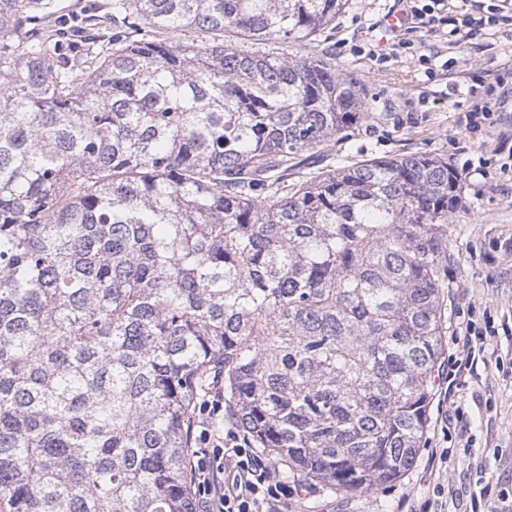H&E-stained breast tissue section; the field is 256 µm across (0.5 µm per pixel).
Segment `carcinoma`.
Segmentation results:
<instances>
[{"instance_id": "cac0c4a2", "label": "carcinoma", "mask_w": 512, "mask_h": 512, "mask_svg": "<svg viewBox=\"0 0 512 512\" xmlns=\"http://www.w3.org/2000/svg\"><path fill=\"white\" fill-rule=\"evenodd\" d=\"M348 0H114L75 54L0 0V505L193 512L197 400L340 493L419 456L462 175L424 154L290 178L361 124L307 41ZM213 42L175 43L186 29ZM233 36L242 45H226Z\"/></svg>"}]
</instances>
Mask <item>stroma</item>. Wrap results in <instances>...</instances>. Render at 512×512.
<instances>
[{"label": "stroma", "mask_w": 512, "mask_h": 512, "mask_svg": "<svg viewBox=\"0 0 512 512\" xmlns=\"http://www.w3.org/2000/svg\"><path fill=\"white\" fill-rule=\"evenodd\" d=\"M400 0H349L335 25L317 38L267 44L297 55L331 59L352 78L368 106L366 122L321 148L304 153L301 171L340 167L375 157L410 153L448 160L463 176V205L448 220L452 259L443 288L445 361L435 386V402L424 446L414 468L399 481L372 493L321 491L289 500L288 512H503L502 495L512 492V337L497 335L492 346L501 367L478 369L462 378L453 402H445V372L455 354L460 322L465 318L512 328V178L500 166L507 154L496 153L499 134L512 135V5L496 24L457 40L452 24L420 32L438 66L435 77L414 50L390 55L396 37L383 21ZM501 98L495 125L468 126L472 102ZM459 411L460 421L441 427L444 412ZM448 452L446 463L431 466L432 449ZM494 484H480L482 469Z\"/></svg>", "instance_id": "1"}]
</instances>
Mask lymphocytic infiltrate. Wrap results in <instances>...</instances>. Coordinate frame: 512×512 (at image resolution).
<instances>
[{
  "label": "lymphocytic infiltrate",
  "mask_w": 512,
  "mask_h": 512,
  "mask_svg": "<svg viewBox=\"0 0 512 512\" xmlns=\"http://www.w3.org/2000/svg\"><path fill=\"white\" fill-rule=\"evenodd\" d=\"M458 333L463 338L458 375L492 364L496 355L489 351L487 339L496 333L493 325L480 329L469 322ZM223 410L224 394L218 390L197 407L198 433L190 454L195 512H283L292 488L240 428L220 432L216 421Z\"/></svg>",
  "instance_id": "lymphocytic-infiltrate-1"
}]
</instances>
